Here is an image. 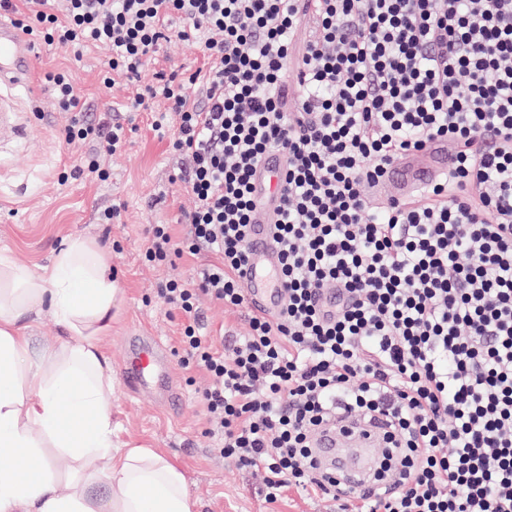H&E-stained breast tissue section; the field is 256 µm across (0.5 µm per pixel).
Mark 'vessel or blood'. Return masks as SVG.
<instances>
[{"mask_svg":"<svg viewBox=\"0 0 512 512\" xmlns=\"http://www.w3.org/2000/svg\"><path fill=\"white\" fill-rule=\"evenodd\" d=\"M35 44L14 22L0 18V134L20 138L29 123L16 104L15 89L29 87L30 63ZM450 166L448 145L430 143L422 151L407 155L385 169L380 186L393 188L397 198L412 197L418 190L447 175ZM280 154L264 157L253 185L255 219L249 229L248 262L241 274L250 312L276 316L284 304L280 275L281 250L275 240L274 222L279 210L278 184L286 177ZM122 376L133 393H153L170 410L179 409L182 397L170 376V353L153 336L128 337ZM379 425L363 426L346 422L344 427L328 426L315 437L314 446L324 469L339 482L354 485L368 478L376 451Z\"/></svg>","mask_w":512,"mask_h":512,"instance_id":"b4317fda","label":"vessel or blood"}]
</instances>
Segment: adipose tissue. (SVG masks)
<instances>
[{
	"label": "adipose tissue",
	"mask_w": 512,
	"mask_h": 512,
	"mask_svg": "<svg viewBox=\"0 0 512 512\" xmlns=\"http://www.w3.org/2000/svg\"><path fill=\"white\" fill-rule=\"evenodd\" d=\"M119 290L110 254L69 238L52 267L36 272L0 258V512H195L182 471L150 448L112 449V371L99 338L112 326ZM50 309L65 332L35 354L22 320ZM54 362L52 372L43 359ZM70 459L61 493L55 455ZM111 456L107 473L98 460ZM106 484L108 492L95 488Z\"/></svg>",
	"instance_id": "ef3b65f1"
}]
</instances>
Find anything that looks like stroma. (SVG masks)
Returning <instances> with one entry per match:
<instances>
[{
    "label": "stroma",
    "instance_id": "obj_1",
    "mask_svg": "<svg viewBox=\"0 0 512 512\" xmlns=\"http://www.w3.org/2000/svg\"><path fill=\"white\" fill-rule=\"evenodd\" d=\"M109 53L99 48L77 49L65 45L39 44L32 63V88L20 92L25 111L40 114L26 138L0 152V256L31 267L49 266L67 238L81 236L110 250L121 302L112 319V329L101 336L103 352L112 362V444L116 449H154L184 473L196 512H336L332 501L308 499L296 492L283 494L268 504L256 495L261 473L240 471L222 457L207 427L197 393L206 384L203 372L185 370L173 360V382L184 398L180 410L163 409L144 395L130 393L122 380L121 366L128 337L147 331L168 350H175L182 317L168 313L155 300L157 282L165 267L145 263L141 250L153 224L183 229L185 212L192 199L175 174L188 171L187 159L170 153L167 130H155L153 113L165 111L163 99L137 112L126 111L129 91L122 76L112 86L101 82L108 71ZM204 63L197 45L170 38L162 42L148 62L142 79L188 76ZM69 71L93 118L108 117L122 109L130 128L129 142L109 168L105 180L82 178L74 168L78 153L68 146L61 132L69 122L53 96L44 89L47 72ZM124 205L117 224L101 223V213L113 202ZM204 326L217 344H230L247 334L245 309H229L209 298L199 301Z\"/></svg>",
    "mask_w": 512,
    "mask_h": 512
}]
</instances>
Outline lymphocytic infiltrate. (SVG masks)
Segmentation results:
<instances>
[{
	"label": "lymphocytic infiltrate",
	"instance_id": "1",
	"mask_svg": "<svg viewBox=\"0 0 512 512\" xmlns=\"http://www.w3.org/2000/svg\"><path fill=\"white\" fill-rule=\"evenodd\" d=\"M29 2L25 33L111 49L128 110L169 103L153 126L172 129L170 152L190 160L194 208L182 234L151 225L144 257L170 268L214 257L155 296L183 317L182 365L206 375L207 435L262 472L265 502L292 489L340 512H512V0H62L54 13ZM173 36L199 45L204 67L143 82ZM45 81L73 115L65 143L92 147L81 174L105 180L127 126L89 119L65 72ZM436 140L449 177L369 214L364 186ZM271 151L288 167L275 222L287 305L220 349L198 297L243 307L251 179ZM343 415L384 429L369 485L352 490L310 448Z\"/></svg>",
	"mask_w": 512,
	"mask_h": 512
}]
</instances>
